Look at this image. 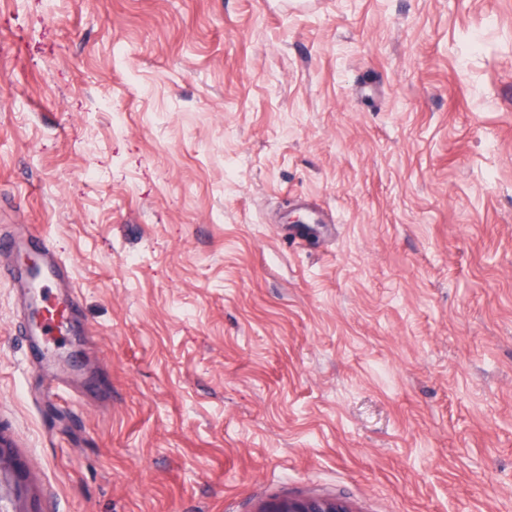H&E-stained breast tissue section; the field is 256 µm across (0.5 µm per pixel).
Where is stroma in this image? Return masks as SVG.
Here are the masks:
<instances>
[{"mask_svg":"<svg viewBox=\"0 0 512 512\" xmlns=\"http://www.w3.org/2000/svg\"><path fill=\"white\" fill-rule=\"evenodd\" d=\"M2 224L25 512H512V0H0ZM35 252L40 261L35 266H24L15 261L9 267L10 276L17 283H24L36 307L41 310L42 318L32 320L21 327L20 333L28 343V336H36L40 342L56 331L67 329L68 323L63 322L78 307L77 295L72 289L71 294L60 297L53 294L58 282L68 275V268L52 251L44 236L36 231L26 230L5 233L0 228V259L13 257L15 260L23 254ZM260 512H352L339 500L321 498L288 499L271 503Z\"/></svg>","mask_w":512,"mask_h":512,"instance_id":"stroma-1","label":"stroma"}]
</instances>
